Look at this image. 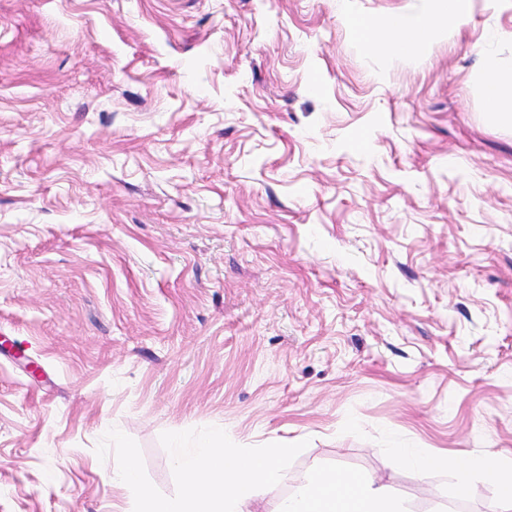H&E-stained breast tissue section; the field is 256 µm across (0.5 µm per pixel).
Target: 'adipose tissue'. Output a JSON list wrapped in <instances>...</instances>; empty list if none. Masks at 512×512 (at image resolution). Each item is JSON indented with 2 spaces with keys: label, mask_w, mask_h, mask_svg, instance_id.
<instances>
[{
  "label": "adipose tissue",
  "mask_w": 512,
  "mask_h": 512,
  "mask_svg": "<svg viewBox=\"0 0 512 512\" xmlns=\"http://www.w3.org/2000/svg\"><path fill=\"white\" fill-rule=\"evenodd\" d=\"M470 0H438L434 13L413 17H395L389 23V37L378 41L372 36L367 19L356 22L360 39L371 51L415 55L424 50L435 28H457L465 19ZM486 72L485 94L499 115L512 120V75L500 74L492 47L483 51ZM459 469L484 471L497 477L499 505L512 507V460L493 452L458 461ZM276 512H399L392 494L377 480L343 472L315 471L288 496L282 498Z\"/></svg>",
  "instance_id": "ef3b65f1"
}]
</instances>
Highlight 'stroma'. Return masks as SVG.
I'll return each instance as SVG.
<instances>
[{
  "mask_svg": "<svg viewBox=\"0 0 512 512\" xmlns=\"http://www.w3.org/2000/svg\"><path fill=\"white\" fill-rule=\"evenodd\" d=\"M0 0V512H133L110 428L306 441L401 512H487L512 459V0ZM36 363L38 373L27 370ZM397 448L448 465L403 466ZM434 13L413 17H394L389 22V38L380 42L372 37L369 20L356 21L360 39L372 52L386 51L394 54L415 55L426 47L427 38L438 27L457 28L469 10V0H437ZM483 61L486 98L502 118L512 121V74L507 76L499 73L496 53L491 45L485 47ZM457 467L467 471H484L497 474L498 507L512 509V460L504 459L494 452L472 456L457 462Z\"/></svg>",
  "mask_w": 512,
  "mask_h": 512,
  "instance_id": "stroma-1",
  "label": "stroma"
}]
</instances>
